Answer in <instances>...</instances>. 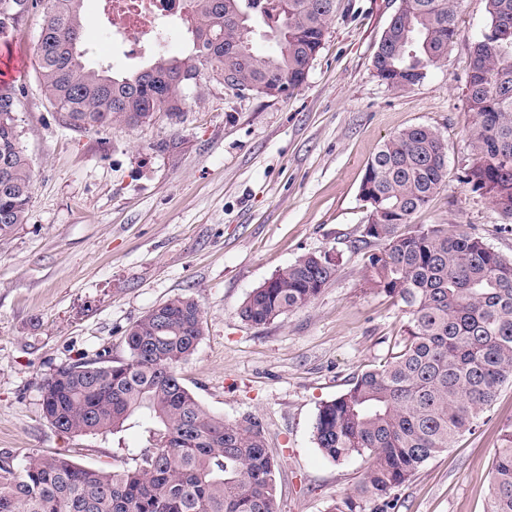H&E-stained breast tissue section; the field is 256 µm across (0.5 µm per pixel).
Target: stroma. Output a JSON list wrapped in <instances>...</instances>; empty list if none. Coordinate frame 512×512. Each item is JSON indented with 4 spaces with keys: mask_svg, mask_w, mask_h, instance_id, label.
Returning a JSON list of instances; mask_svg holds the SVG:
<instances>
[{
    "mask_svg": "<svg viewBox=\"0 0 512 512\" xmlns=\"http://www.w3.org/2000/svg\"><path fill=\"white\" fill-rule=\"evenodd\" d=\"M399 0H338L305 81L285 99L239 95L204 79L179 116L137 127L72 129L37 72L41 15L0 39V75L16 70L20 145L34 187L24 223L0 237V458L63 454L121 468L148 445L147 422L117 434L65 435L44 418L41 388L60 365L110 350L126 356L129 327L162 302L188 296L203 336L178 368L211 414L257 418L277 461L280 512H326L367 466L328 460L313 440L322 403L396 351L407 317L367 290L378 244L361 242L366 165L384 140L416 124L448 145V178L413 224L479 237L512 260V224L458 180L475 122L464 91L486 0H462L458 35L419 84L394 88L372 61ZM86 59L122 74L144 55L112 44L104 0H84ZM336 252L334 278L309 305L253 327L239 310L276 271L309 253ZM512 425L504 384L475 432L459 437L400 490L396 512H485L495 451Z\"/></svg>",
    "mask_w": 512,
    "mask_h": 512,
    "instance_id": "35a3bbf8",
    "label": "stroma"
}]
</instances>
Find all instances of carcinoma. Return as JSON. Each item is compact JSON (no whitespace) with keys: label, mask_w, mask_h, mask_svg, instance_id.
<instances>
[{"label":"carcinoma","mask_w":512,"mask_h":512,"mask_svg":"<svg viewBox=\"0 0 512 512\" xmlns=\"http://www.w3.org/2000/svg\"><path fill=\"white\" fill-rule=\"evenodd\" d=\"M83 0H0V38L43 7L35 53L48 99L70 127H136L156 112L183 111L182 72L201 79L230 73L232 88L252 92L272 78L301 85L318 54L336 0H187L195 20L192 49L158 56L127 76L84 62ZM459 0H400L373 60L387 85L420 83L445 60L457 37ZM489 25L474 43L465 97L476 114L472 162L462 182L512 220V0H487ZM276 50L260 53L256 37ZM0 86V235L25 221L34 186L20 147L18 95ZM448 145L427 125L385 140L366 167L360 193L383 223L361 242L367 289L401 303L407 315L400 349L379 368L319 408L317 448L340 463L364 456L359 485L327 512H395L396 492L460 435L474 431L499 388L512 380V260L480 238L441 224L410 230L413 215L447 177ZM336 268L310 253L254 289L240 309L258 327L310 304ZM203 335L198 303L177 296L137 320L127 355L82 356L42 386L41 410L65 434L119 432L149 420L151 447L123 469L80 466L65 455L33 454L21 465L0 460V512H279L276 462L254 417L226 421L206 411L183 385L179 365ZM486 512H512V427L496 450Z\"/></svg>","instance_id":"1"}]
</instances>
